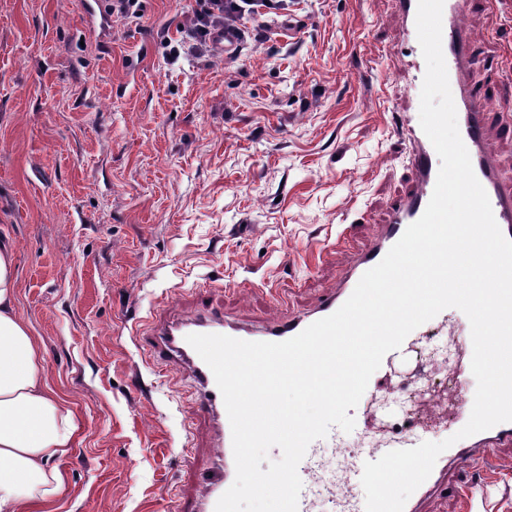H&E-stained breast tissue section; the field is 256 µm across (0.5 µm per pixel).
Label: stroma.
I'll use <instances>...</instances> for the list:
<instances>
[{
    "mask_svg": "<svg viewBox=\"0 0 512 512\" xmlns=\"http://www.w3.org/2000/svg\"><path fill=\"white\" fill-rule=\"evenodd\" d=\"M89 17L85 0H0V234L16 248L17 312L80 428L60 463L59 512H180L204 498L218 428L189 372L142 344L157 315L201 304L260 326L339 286L412 187L399 115L425 71L394 0H284L246 15L240 56L182 46L194 0H139ZM485 147L512 183V0H468ZM463 313L429 321L392 359L379 410L355 413L321 457L405 420L440 439L467 366ZM490 483L424 512H512V447ZM138 0H96L100 14L112 19V15L120 18H139Z\"/></svg>",
    "mask_w": 512,
    "mask_h": 512,
    "instance_id": "1",
    "label": "stroma"
}]
</instances>
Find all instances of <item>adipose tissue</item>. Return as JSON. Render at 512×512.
Returning a JSON list of instances; mask_svg holds the SVG:
<instances>
[{"instance_id": "1", "label": "adipose tissue", "mask_w": 512, "mask_h": 512, "mask_svg": "<svg viewBox=\"0 0 512 512\" xmlns=\"http://www.w3.org/2000/svg\"><path fill=\"white\" fill-rule=\"evenodd\" d=\"M17 302L14 246L0 241V512H55L65 490L56 462L79 427L48 382L41 342Z\"/></svg>"}]
</instances>
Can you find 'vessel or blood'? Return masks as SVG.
<instances>
[{"label":"vessel or blood","mask_w":512,"mask_h":512,"mask_svg":"<svg viewBox=\"0 0 512 512\" xmlns=\"http://www.w3.org/2000/svg\"><path fill=\"white\" fill-rule=\"evenodd\" d=\"M401 16L404 36L408 43L417 44V0H395ZM465 0H444L442 13V47L446 61L449 85L457 110L458 128L465 143L474 173L486 191L495 220L506 238L512 239V191L503 186L496 159L485 147L487 100L469 83L472 64V33L464 21ZM419 98H412L409 106L408 132L411 148L408 168L414 187L389 214L388 221L378 229L369 248L362 251L347 273L340 288L327 293L309 312L293 314L262 328L248 327L227 319L221 310L207 307L188 319L157 322L146 345L153 356L176 369L189 370L201 390L196 403L197 414L215 419L219 425V444L215 451L218 464L209 472V492L204 500L190 503L188 512H215L216 503L233 484L235 463L232 433L223 396L214 375L197 352L187 343L191 334H222L253 342H282L288 340L312 323L335 312L352 294L362 275L377 265L389 249L401 238L406 228L423 214L435 187L440 166L438 155L419 121ZM470 371L458 375L456 427H463L473 406L475 392ZM326 440L314 441L298 467L302 481L298 512H310V496L315 475V458ZM512 446V422L498 424L456 442L437 459L427 478L408 499L404 512H420L423 502L445 491L443 482L449 466L479 464L482 471L496 470V448Z\"/></svg>","instance_id":"obj_1"}]
</instances>
